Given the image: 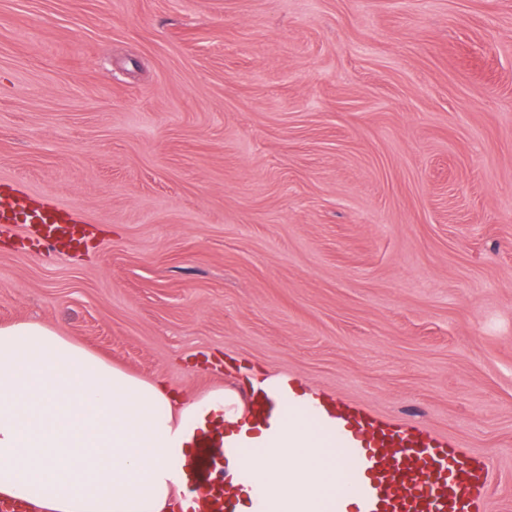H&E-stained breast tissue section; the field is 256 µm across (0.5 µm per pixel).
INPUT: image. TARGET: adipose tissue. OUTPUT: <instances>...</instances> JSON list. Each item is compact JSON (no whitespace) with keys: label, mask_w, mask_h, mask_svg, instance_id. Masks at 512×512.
Masks as SVG:
<instances>
[{"label":"adipose tissue","mask_w":512,"mask_h":512,"mask_svg":"<svg viewBox=\"0 0 512 512\" xmlns=\"http://www.w3.org/2000/svg\"><path fill=\"white\" fill-rule=\"evenodd\" d=\"M215 391L186 400L35 321L0 326V496L38 512H177L197 437L241 448L237 508L330 512L346 456L288 389L263 414Z\"/></svg>","instance_id":"ef3b65f1"}]
</instances>
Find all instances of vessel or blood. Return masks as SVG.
Returning <instances> with one entry per match:
<instances>
[{
  "label": "vessel or blood",
  "instance_id": "1",
  "mask_svg": "<svg viewBox=\"0 0 512 512\" xmlns=\"http://www.w3.org/2000/svg\"><path fill=\"white\" fill-rule=\"evenodd\" d=\"M12 185L0 184V232L19 224L34 228L44 246L63 251L78 243L82 217L51 200L20 203ZM336 437L351 460L345 481L351 492L336 498L333 512H479L491 468L487 461L422 434L367 418L340 405L333 417ZM235 462L240 481L252 468L236 448L200 441L187 464L190 494L185 512H229L237 488L227 480Z\"/></svg>",
  "mask_w": 512,
  "mask_h": 512
}]
</instances>
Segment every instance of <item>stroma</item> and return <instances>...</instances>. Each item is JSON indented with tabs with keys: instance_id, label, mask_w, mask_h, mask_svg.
I'll return each instance as SVG.
<instances>
[{
	"instance_id": "obj_1",
	"label": "stroma",
	"mask_w": 512,
	"mask_h": 512,
	"mask_svg": "<svg viewBox=\"0 0 512 512\" xmlns=\"http://www.w3.org/2000/svg\"><path fill=\"white\" fill-rule=\"evenodd\" d=\"M0 325L182 398L285 374L512 512V0H0ZM20 193L12 185L0 184V231L2 234L12 232L17 224H27L34 228L39 239L48 249L63 251L79 243V236L82 233L81 224H85V220L78 213L51 200L31 199L21 205L17 198V194Z\"/></svg>"
}]
</instances>
